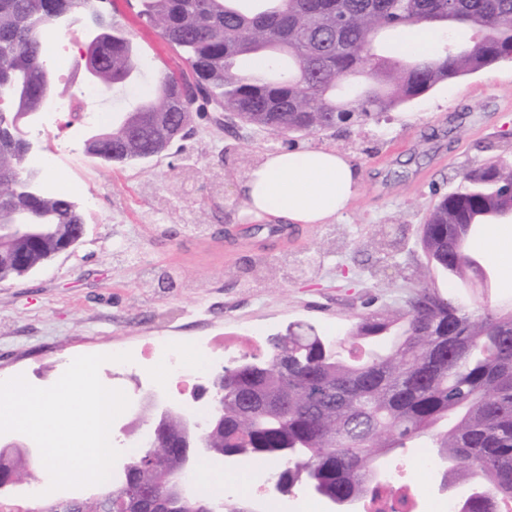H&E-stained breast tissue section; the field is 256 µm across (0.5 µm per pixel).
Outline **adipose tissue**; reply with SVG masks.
<instances>
[{
  "mask_svg": "<svg viewBox=\"0 0 512 512\" xmlns=\"http://www.w3.org/2000/svg\"><path fill=\"white\" fill-rule=\"evenodd\" d=\"M360 189V175L341 153L291 149L265 153L246 173L241 192L251 220L326 224L343 214Z\"/></svg>",
  "mask_w": 512,
  "mask_h": 512,
  "instance_id": "obj_1",
  "label": "adipose tissue"
}]
</instances>
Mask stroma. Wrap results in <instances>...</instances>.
<instances>
[{
	"mask_svg": "<svg viewBox=\"0 0 512 512\" xmlns=\"http://www.w3.org/2000/svg\"><path fill=\"white\" fill-rule=\"evenodd\" d=\"M117 19L141 49V81L176 68L157 57L159 29L123 10ZM87 102L59 114L61 131L29 128L37 152L55 157L40 182L77 201L85 235L33 274L0 282V378L54 385L81 355L131 353L166 342L207 358L208 375L244 354L267 357L272 336L305 324L348 339L361 313L402 307L420 272L431 286L479 315L512 310L507 275L488 289L464 288L433 269L420 244L429 210L487 159H512V62L436 85L379 118L346 129L296 134L283 149L326 148L361 176L350 209L329 224L255 232L239 183L275 141L265 130L223 126L219 113L193 117L185 138L140 164L109 165L84 149ZM321 262L308 277L293 262ZM272 461L227 465L201 458L196 489L248 512H328L305 489L277 493Z\"/></svg>",
	"mask_w": 512,
	"mask_h": 512,
	"instance_id": "obj_1",
	"label": "stroma"
}]
</instances>
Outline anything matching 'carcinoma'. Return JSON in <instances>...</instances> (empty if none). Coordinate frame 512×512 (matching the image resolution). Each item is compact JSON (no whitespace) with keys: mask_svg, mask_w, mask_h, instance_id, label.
<instances>
[{"mask_svg":"<svg viewBox=\"0 0 512 512\" xmlns=\"http://www.w3.org/2000/svg\"><path fill=\"white\" fill-rule=\"evenodd\" d=\"M92 7L93 0H0V96L14 112L39 106L45 29ZM134 7L189 68L160 74L141 95L134 111L145 126L190 79L195 90L181 95L185 112H224L277 135L326 132L512 54V0H134ZM102 25L99 88L107 94L130 83L141 53L122 27ZM414 26L471 36L433 56L383 48L384 33ZM22 74L28 87L17 103ZM22 152V142L0 139V184L8 187L0 208L78 229L84 218L71 199L16 185ZM511 212L512 162H484L430 210L421 245L435 268L482 288L466 251L468 226L499 224ZM57 245L44 237L28 257L45 261ZM408 300L398 310L360 315L354 338L368 346L363 357L333 355L310 326L273 337L264 369L241 366L220 379L224 428L211 434L204 455L273 458L283 464L284 490L314 485L324 499L355 501L377 491L376 471L391 450L426 436L434 458L448 460L441 477L470 486L458 512H498L512 501V312L474 317L425 275ZM130 464L128 479L158 495L181 467L162 446L143 449ZM206 504L196 496L137 505L112 487V512H201ZM40 512L104 508L95 494L74 510L48 500Z\"/></svg>","mask_w":512,"mask_h":512,"instance_id":"carcinoma-1","label":"carcinoma"}]
</instances>
